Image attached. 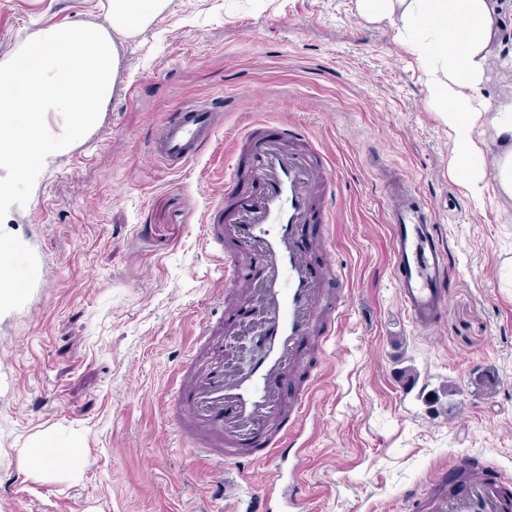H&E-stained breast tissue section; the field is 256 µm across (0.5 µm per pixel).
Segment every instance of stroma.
I'll return each instance as SVG.
<instances>
[{
	"mask_svg": "<svg viewBox=\"0 0 512 512\" xmlns=\"http://www.w3.org/2000/svg\"><path fill=\"white\" fill-rule=\"evenodd\" d=\"M98 0H0V58L33 32L103 24ZM512 5L480 91L512 95L503 66ZM427 75L390 24L355 0H169L125 40L112 101L87 143L57 155L1 226L38 259L27 303L0 315V512H229L262 470L241 467L226 497L161 413L167 380L223 287L202 226L220 223L224 156L251 122L320 140L342 193L330 256L322 225L298 240L312 276L347 275L336 337L315 363L317 425L304 461L308 512H402L404 493L464 457L512 477V199L471 201ZM223 96L212 143L178 171L150 152L169 112ZM436 208L454 257L444 320L420 333L391 279V171ZM50 434L69 446L29 460ZM46 437L35 444L34 464L36 466L50 465L61 456L68 455L67 449Z\"/></svg>",
	"mask_w": 512,
	"mask_h": 512,
	"instance_id": "stroma-1",
	"label": "stroma"
}]
</instances>
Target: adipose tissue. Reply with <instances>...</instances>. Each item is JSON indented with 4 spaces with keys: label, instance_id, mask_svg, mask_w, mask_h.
I'll use <instances>...</instances> for the list:
<instances>
[{
    "label": "adipose tissue",
    "instance_id": "1",
    "mask_svg": "<svg viewBox=\"0 0 512 512\" xmlns=\"http://www.w3.org/2000/svg\"><path fill=\"white\" fill-rule=\"evenodd\" d=\"M356 9L367 22L396 24L400 43L427 73L428 99L448 126L471 197L482 198L491 165L499 191L512 198V97L493 106L479 95L499 30L493 0H356Z\"/></svg>",
    "mask_w": 512,
    "mask_h": 512
}]
</instances>
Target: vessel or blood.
<instances>
[{
    "mask_svg": "<svg viewBox=\"0 0 512 512\" xmlns=\"http://www.w3.org/2000/svg\"><path fill=\"white\" fill-rule=\"evenodd\" d=\"M224 113L213 101H194L171 112L153 135V155L168 168H183L208 145ZM239 142L250 147L251 164L240 171L235 157L225 194L224 221L204 225V237L225 273L237 253L261 268L259 282L230 279L215 300L224 308L245 300L261 312L251 338L260 350L248 370L224 352L221 320L205 319L195 343L171 371L166 411L180 441L191 444L222 475L238 465L272 463L245 512H302V481L308 446L305 426L314 409L316 373L295 380L302 343L329 341L341 318L334 300L319 293L311 257L299 249L302 225L333 222L340 182L322 145L302 130L283 127L273 134L243 129ZM258 184L241 195L242 177ZM391 274L400 304L412 324L433 331L448 308L452 263L428 202L399 176L385 185ZM463 485L446 491L431 483L403 495L404 512H512V480H503L479 456L459 463Z\"/></svg>",
    "mask_w": 512,
    "mask_h": 512,
    "instance_id": "obj_1",
    "label": "vessel or blood"
}]
</instances>
